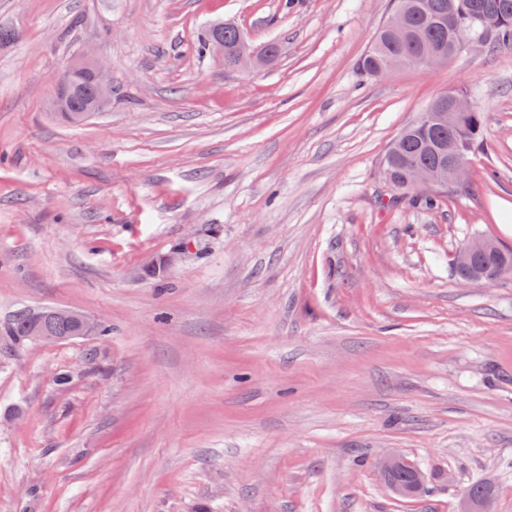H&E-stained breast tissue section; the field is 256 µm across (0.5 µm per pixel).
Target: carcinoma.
Instances as JSON below:
<instances>
[{"label":"carcinoma","mask_w":512,"mask_h":512,"mask_svg":"<svg viewBox=\"0 0 512 512\" xmlns=\"http://www.w3.org/2000/svg\"><path fill=\"white\" fill-rule=\"evenodd\" d=\"M408 4L407 32L402 38L388 35L380 28L359 66L371 76L393 73L403 68H423L429 57L448 60L463 54V50L448 51L449 28L457 21L471 25L478 33L498 46L512 48V0H405ZM484 3L500 9V26L491 33H483L474 17L476 5ZM224 39V50L237 49L244 40L232 26H211L204 34V45L216 38ZM96 107L93 85L83 86L70 100L61 118L73 125L81 112ZM484 113L476 108L458 128L448 126H423L414 123L404 129L391 143L382 160V174L386 183L395 191L413 193L431 206L436 188L418 189L413 184V173L420 168H436L448 162L439 145L453 136L470 146L464 151L462 161L469 163L470 155L479 145L484 127ZM0 336L16 345L28 342L23 315H17L0 330Z\"/></svg>","instance_id":"carcinoma-1"}]
</instances>
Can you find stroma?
<instances>
[{
  "label": "stroma",
  "mask_w": 512,
  "mask_h": 512,
  "mask_svg": "<svg viewBox=\"0 0 512 512\" xmlns=\"http://www.w3.org/2000/svg\"><path fill=\"white\" fill-rule=\"evenodd\" d=\"M391 10L0 0V327L111 330L0 339V512H458L482 481L512 512V273H455L474 237L512 251V50L366 75ZM219 22L276 55L225 69ZM81 53L112 100L70 125ZM449 92L485 114L469 182L394 198L384 153ZM388 451L425 496L392 497ZM89 77L94 83L99 99L108 101L112 97V85L99 65L95 64L90 58L83 57L70 61L59 78L56 93V101L60 102L65 97L75 78ZM61 317L72 322L80 335H88L94 332L97 327L83 313L70 309H57L48 314L45 311H33L27 314V323L30 327V342H52L56 338L50 336L44 328L45 318L48 316ZM64 319L50 318L47 321V328L56 336H76L74 326ZM1 336L16 345H24L28 342L27 330L23 313L17 315L11 323L3 327Z\"/></svg>",
  "instance_id": "stroma-1"
}]
</instances>
